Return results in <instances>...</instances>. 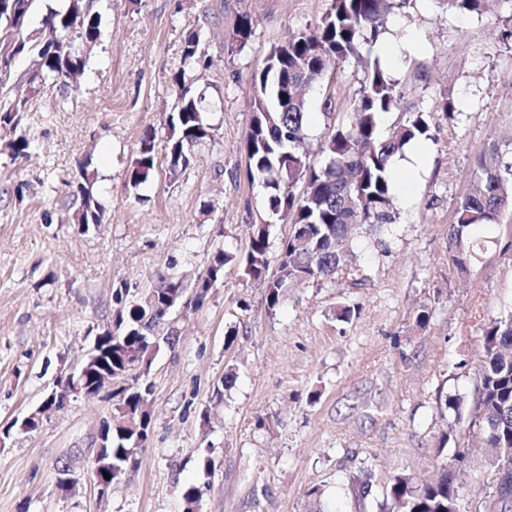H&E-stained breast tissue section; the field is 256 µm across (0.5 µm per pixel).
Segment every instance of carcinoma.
Instances as JSON below:
<instances>
[{"label": "carcinoma", "instance_id": "cac0c4a2", "mask_svg": "<svg viewBox=\"0 0 512 512\" xmlns=\"http://www.w3.org/2000/svg\"><path fill=\"white\" fill-rule=\"evenodd\" d=\"M408 0H332L330 10L314 35L301 33L286 44L271 47L263 66L252 74L253 118L245 139L247 173L265 191L269 213L302 231L309 244H296L295 236L284 242L277 258L280 275L267 277L269 267L268 224H255L245 255L217 252L208 268V279H222L224 266L242 267L245 275L266 283L269 312L279 306L284 291L296 282H319L336 274L344 265L346 244L353 230L365 225L373 231L395 223L390 161L411 141L428 137L429 122L422 112H411L403 122L386 124L388 114L401 108L402 96L379 60L367 70L366 84L354 103L349 126L334 130L321 146L323 164L315 167L309 156L298 150L307 137L308 102L304 96L292 99L286 92L323 87L337 66L361 58L362 45L375 43L385 32L387 15ZM33 0H0V21L19 31ZM54 34L31 44L16 37L0 43V82L10 76L16 54L30 52L37 71L67 83L64 73L81 71L85 58L73 51L74 40L100 38V17L87 0H69L66 11L47 16ZM253 33L251 19L239 17L235 38L244 47ZM183 67L173 77L180 91L186 86V71L209 66L208 56L194 39L185 42ZM30 97L15 96L12 106L0 110V125L13 135V159L27 155L31 145L26 131L19 128L20 114L27 111ZM202 98L187 91L181 106L169 116L167 152L195 147L211 138L203 130ZM155 136L146 133L131 164L129 185L135 189L155 170ZM476 188L456 206L450 241L453 263L461 274L468 272L481 249L470 231L497 222L505 209L512 208V162L504 160L493 144L479 155L473 170ZM301 193H295L297 186ZM80 206L73 220L77 225L100 223L102 207L93 193V180L82 171L76 186ZM184 280L176 275L157 274V282L138 303L125 306L127 289L117 288L113 300L121 305L112 329L97 335V367L110 368L118 377L130 379L112 392V481L118 482L139 465L140 449L153 430L152 415L144 405L151 401L154 384L149 381V342L140 330L160 332L174 345L177 331L169 326V295L182 298ZM484 365L480 372L476 410L484 430L485 457L493 463L496 478L485 501V512H512V313L489 321L483 333ZM468 452L458 449L442 465L433 483L415 486L410 477L396 476L383 490L391 501L390 512H467L461 491L466 481L462 469Z\"/></svg>", "mask_w": 512, "mask_h": 512}]
</instances>
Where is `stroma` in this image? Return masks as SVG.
<instances>
[{"label":"stroma","instance_id":"obj_1","mask_svg":"<svg viewBox=\"0 0 512 512\" xmlns=\"http://www.w3.org/2000/svg\"><path fill=\"white\" fill-rule=\"evenodd\" d=\"M91 5L102 35L77 82L36 77L25 54L0 85V107L40 88L23 120L33 138L28 158L12 159L0 130V512H183L188 484L201 493L199 512H312L307 491L315 485L327 512H380L373 501L358 509L352 478L369 477L379 489L400 473L422 483L462 446L471 450L464 502L468 512H484L494 470L478 450L476 386L483 329L512 313V210L476 229L484 249L468 274L452 263L450 232L478 155L499 142L512 159V40L502 36L512 5L495 0L476 14L445 0H410L392 11L382 41L401 51L381 65L403 110L425 113L430 125L424 166L411 178L394 175L395 223L371 235L357 231L355 257L334 279L289 288L275 311L267 309L265 283L234 265L200 308H174L179 337L151 357L152 439L136 472L104 498L86 448L112 411L109 399L77 396L36 429L19 423L112 319L117 286L134 300L160 272L194 285L218 250L245 251L252 225L263 221L269 256L277 258L291 226L266 210L263 188L246 174L251 75L272 46L315 31L331 0ZM243 14L253 34L240 48L232 33ZM192 34L211 65L187 77L214 135L175 181L165 120ZM365 80L360 64L339 66L330 115L321 92L310 93L313 163L322 162L333 128L349 123ZM449 101L452 117L443 110ZM149 130L156 169L133 190L130 166ZM85 171L106 220L82 233L71 218ZM346 305L357 310L347 323L337 318ZM424 309L432 317L423 327ZM230 368L236 380L215 399ZM442 394L461 398L462 420L440 406ZM207 456L214 469L204 467ZM66 463L81 476L68 495L55 486Z\"/></svg>","mask_w":512,"mask_h":512}]
</instances>
